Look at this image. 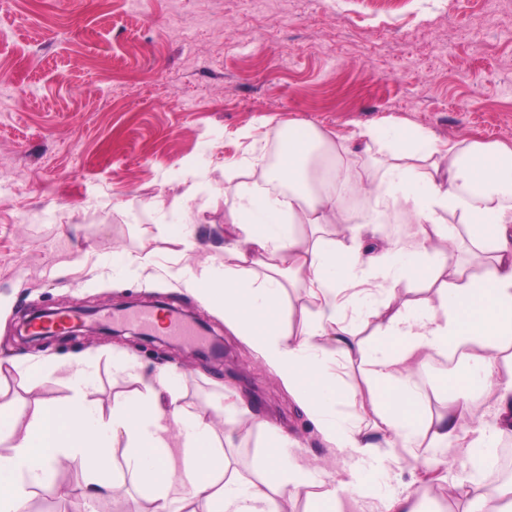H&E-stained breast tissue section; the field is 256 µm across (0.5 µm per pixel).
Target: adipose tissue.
<instances>
[{
    "instance_id": "ef3b65f1",
    "label": "adipose tissue",
    "mask_w": 512,
    "mask_h": 512,
    "mask_svg": "<svg viewBox=\"0 0 512 512\" xmlns=\"http://www.w3.org/2000/svg\"><path fill=\"white\" fill-rule=\"evenodd\" d=\"M354 137L377 144L378 163L354 166L335 132L292 123L281 131L278 162L265 171L263 184L235 183L233 166H225V181L235 184L227 209L230 258L220 271L187 270V283L276 373L327 447L393 463L401 449L423 442L496 447L512 438V176L506 172L512 143L442 145L421 128L386 118L360 127ZM391 211L446 240L456 230L443 217L456 216L484 256L479 273H448L442 253L423 241L366 251L364 231ZM302 224L311 227L310 238L299 236ZM337 224L344 227L339 240L328 235ZM296 278L314 306L297 328L286 323L284 306L285 284ZM404 281L425 282L434 291L401 305L396 288ZM355 297L381 300L367 318L373 326L367 343L346 322ZM431 352L461 353L466 365L448 389L447 406L435 413L423 411L416 379ZM338 357L367 368L372 428L336 414L344 392L330 365ZM117 365L138 389L114 401L110 414L87 399L93 371L83 359L46 363L29 376L37 387L61 374L70 391L64 401L39 403L26 414L0 405L1 418L26 420L23 432L0 430V512H19L34 489L56 491L52 473L62 459L85 471L87 498L108 493L110 449L119 437L126 443L124 464L148 491L151 512H184L192 499L211 503L212 512H288L289 501L306 488L311 512H345L353 497L376 512H421L418 486L384 498L357 470L336 479L290 462L297 440L259 416L254 424L267 437L255 465L260 478H243L230 471L210 422L183 404L175 366L147 372L132 357ZM483 396L494 400L496 426L470 440L460 420ZM173 425L181 429L175 438ZM479 472L477 459H470L448 484V495L465 493L466 512H512V484L500 490V505H492Z\"/></svg>"
}]
</instances>
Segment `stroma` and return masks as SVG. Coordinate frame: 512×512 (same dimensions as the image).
Here are the masks:
<instances>
[{"label":"stroma","instance_id":"35a3bbf8","mask_svg":"<svg viewBox=\"0 0 512 512\" xmlns=\"http://www.w3.org/2000/svg\"><path fill=\"white\" fill-rule=\"evenodd\" d=\"M487 0H229L216 22L202 0H0V401L27 409L65 399L50 379L31 387L28 370L70 355L94 365L90 400L109 412L135 390L114 357L146 370L179 366L186 403L216 435L232 431L226 454L255 478L264 439L221 411L224 387L296 435L305 468L341 475L352 459L326 447L290 404L277 377L224 318L186 288L180 271L222 265L225 163L261 182L263 163L288 122L350 137L391 116L442 142H512V19L479 23ZM195 182L185 211L169 202ZM190 222L197 244L183 250L168 225ZM149 255L129 268L120 253ZM160 300L222 338L226 357L205 362L145 336H66L32 346L16 334L34 311L92 307L101 324L120 310ZM115 441L112 490L89 501L78 465L55 470L65 512H123L151 502ZM464 446L413 447L400 464L374 462L364 476L401 491L429 468L454 481Z\"/></svg>","mask_w":512,"mask_h":512}]
</instances>
